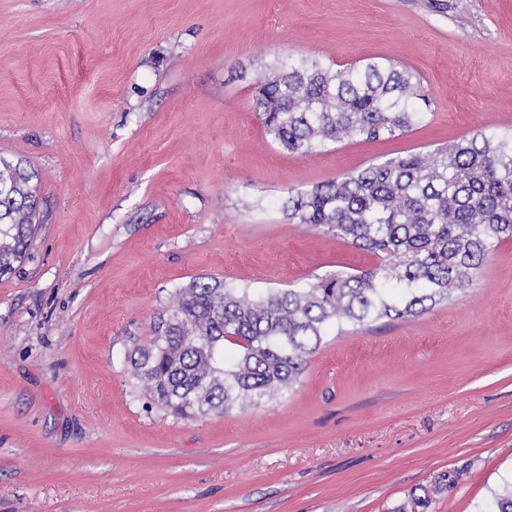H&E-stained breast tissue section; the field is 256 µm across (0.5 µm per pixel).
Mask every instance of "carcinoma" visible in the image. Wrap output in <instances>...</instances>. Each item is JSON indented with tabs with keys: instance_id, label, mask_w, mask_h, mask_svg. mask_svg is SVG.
Returning <instances> with one entry per match:
<instances>
[{
	"instance_id": "obj_1",
	"label": "carcinoma",
	"mask_w": 512,
	"mask_h": 512,
	"mask_svg": "<svg viewBox=\"0 0 512 512\" xmlns=\"http://www.w3.org/2000/svg\"><path fill=\"white\" fill-rule=\"evenodd\" d=\"M255 112L290 154L403 136L431 100L413 71L371 57L346 71L290 59L259 79ZM33 173L0 158V275L16 270L36 230ZM288 220L321 229L377 264L296 288H240L197 277L128 363L148 404L187 419L246 412L287 396L328 333L408 320L472 288L485 259L512 241V131H476L288 190ZM491 512H512V480Z\"/></svg>"
}]
</instances>
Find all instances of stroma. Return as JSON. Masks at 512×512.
<instances>
[{"mask_svg":"<svg viewBox=\"0 0 512 512\" xmlns=\"http://www.w3.org/2000/svg\"><path fill=\"white\" fill-rule=\"evenodd\" d=\"M291 56L391 60L431 113L288 154L253 100ZM478 130H512V0H0V156L42 197L0 279V512H486L512 477V241L464 295L327 336L244 413L145 412L126 362L195 277L373 267L289 223V189Z\"/></svg>","mask_w":512,"mask_h":512,"instance_id":"obj_1","label":"stroma"}]
</instances>
